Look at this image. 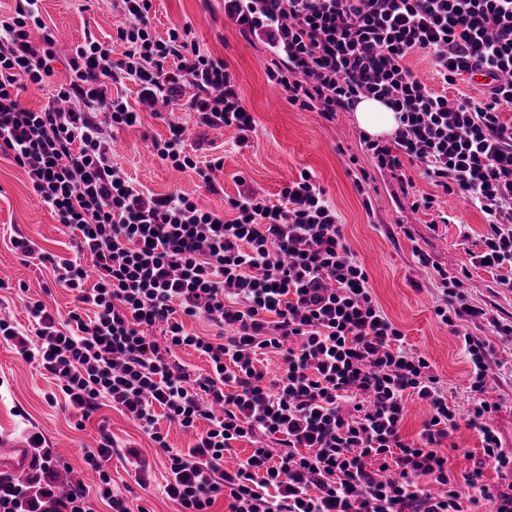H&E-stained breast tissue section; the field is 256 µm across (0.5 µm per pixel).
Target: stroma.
I'll return each instance as SVG.
<instances>
[{
	"label": "stroma",
	"mask_w": 512,
	"mask_h": 512,
	"mask_svg": "<svg viewBox=\"0 0 512 512\" xmlns=\"http://www.w3.org/2000/svg\"><path fill=\"white\" fill-rule=\"evenodd\" d=\"M41 7L68 48L83 42L88 34L108 41L124 23L110 0H43ZM149 17L161 37L173 25L192 24L200 46L223 59L236 78L255 119L256 132L248 146L239 148L234 144V130L195 128L186 110L177 108L160 118L147 113L141 125L116 131L113 162L154 193L178 191L220 213L227 211L228 199L237 196L238 178H245L247 186L276 204L289 181L298 179L302 171L312 172L335 209L355 258L366 268L381 309L404 332L409 348L424 354L434 366L449 404L466 408L471 368L458 337L434 313L441 297L433 286V267L438 264L451 271L469 267L468 254L478 250L487 230L483 214L465 204L458 194L434 185L421 168L411 164L405 167L413 182L410 189H403L398 178L385 172L375 174L366 194H359L355 176L359 169H371L372 164L362 148L365 134L354 114L339 113L335 122L327 124L315 113L290 105L284 91L266 74L271 56L264 43L243 39L225 22L224 0H153ZM408 66L417 78L448 97L480 95L479 86L469 80L445 85L428 57L410 56ZM172 121L190 127L191 140L200 144L199 160L223 156L224 167L214 174L220 192L207 191L195 170H178L148 159L152 139L166 137ZM421 195L433 197L432 208L412 210L413 199ZM406 226L411 228V235L403 234ZM17 230L49 253L61 257L70 254V240L61 224L39 202L24 172L0 154V282L6 284L0 289V298L5 300L7 312L23 325L28 322L24 306L30 301H43L60 316H67L75 306L73 292L53 285L49 273L37 272L21 262L10 244V236ZM417 248L429 254L432 266L418 264L413 255ZM469 269L470 302L512 317V289L498 285L496 272ZM464 327L490 349L488 395L500 405L491 425L503 447L510 449L512 340L494 335L480 322L468 321ZM102 423L107 424L117 445H136L150 466L147 483L142 486L122 457L105 460L103 467L112 477L114 491L146 512H177L163 493L168 458L148 435L108 407L86 422L84 429H76L55 380L0 343V435L23 439L30 431H40L53 458L68 465L73 478L83 480L92 493L95 481L85 468L84 455L97 448ZM444 446L449 466L458 474L468 471L481 453L479 434L465 427Z\"/></svg>",
	"instance_id": "stroma-1"
}]
</instances>
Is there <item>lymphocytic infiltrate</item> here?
<instances>
[{
    "instance_id": "lymphocytic-infiltrate-1",
    "label": "lymphocytic infiltrate",
    "mask_w": 512,
    "mask_h": 512,
    "mask_svg": "<svg viewBox=\"0 0 512 512\" xmlns=\"http://www.w3.org/2000/svg\"><path fill=\"white\" fill-rule=\"evenodd\" d=\"M39 3L16 0L14 13L0 16V153L68 229L72 255L45 252L19 232L10 243L26 264L50 267L76 306L63 318L28 303L34 336L0 318V343L56 380L76 428L110 407L161 449L160 418L193 431L187 451L168 454L164 493L179 512H210L220 493L228 512H464L472 492L512 512V451L486 423L498 409L484 397L486 344L459 336L471 375L468 414L458 419L433 366L375 301L312 173L288 182L282 204L247 189L223 215L178 192L154 194L113 163L114 130L141 122L116 92L128 81L141 102L184 103L196 125L234 129L236 146L248 145L255 120L191 24L162 38L150 24L152 0H113L124 25L112 41L89 35L74 46L65 83L33 109L23 94L53 75L59 44ZM224 16L273 52L267 73L289 104L329 123L364 97L396 112L394 134L365 143L374 169L420 165L487 224L469 269L434 267L437 318L511 336V321L469 303L464 279L473 267L497 269L499 285L512 288V125L500 120L512 109V0H224ZM415 53L430 56L445 83L476 70L494 82L479 101L437 93L408 68ZM182 72L192 77L188 97ZM169 131L153 143L157 157L196 168L185 126ZM188 319L217 332H187ZM182 347L205 356L207 371L176 364ZM265 350L282 359L271 380L256 366ZM410 397L430 413L413 439L401 434ZM463 425L479 433L483 453L458 478L442 444ZM99 434L84 457L99 474L98 496L110 512H134L101 466L115 451L112 435L104 426ZM259 435L275 449L253 448L225 469L233 442ZM489 467L507 485L486 484ZM0 512L93 510L83 483L67 497L49 488L33 497L1 476Z\"/></svg>"
}]
</instances>
